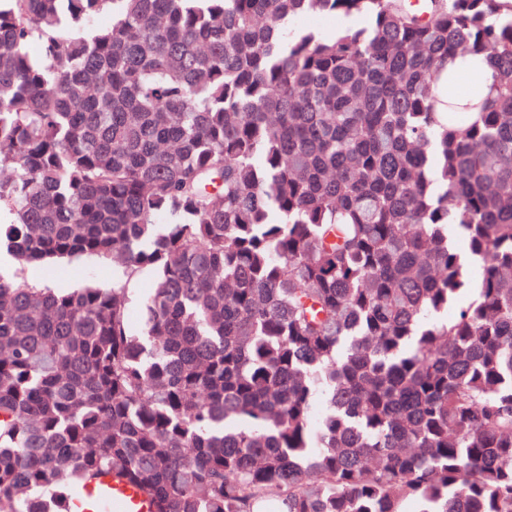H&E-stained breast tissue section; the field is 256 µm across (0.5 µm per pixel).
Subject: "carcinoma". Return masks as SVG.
Wrapping results in <instances>:
<instances>
[{
  "mask_svg": "<svg viewBox=\"0 0 512 512\" xmlns=\"http://www.w3.org/2000/svg\"><path fill=\"white\" fill-rule=\"evenodd\" d=\"M2 209L0 512H512V0H0ZM448 72L475 76L483 91H487L492 83L490 65L484 54H459L454 60L448 61ZM123 278L121 265L110 260L87 257L79 263L69 265L63 276L54 278L53 288H79L91 281L112 285V281ZM150 500L138 489L102 478L98 485L79 489L69 512H150Z\"/></svg>",
  "mask_w": 512,
  "mask_h": 512,
  "instance_id": "obj_1",
  "label": "carcinoma"
}]
</instances>
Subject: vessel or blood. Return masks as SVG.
<instances>
[{"label": "vessel or blood", "instance_id": "obj_1", "mask_svg": "<svg viewBox=\"0 0 512 512\" xmlns=\"http://www.w3.org/2000/svg\"><path fill=\"white\" fill-rule=\"evenodd\" d=\"M149 499L138 489L107 478L77 491L70 512H151Z\"/></svg>", "mask_w": 512, "mask_h": 512}]
</instances>
